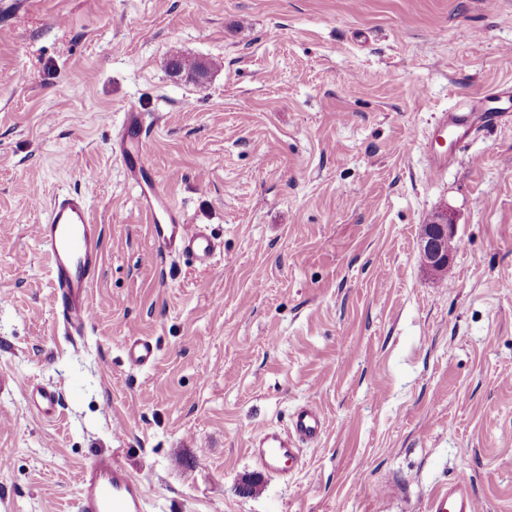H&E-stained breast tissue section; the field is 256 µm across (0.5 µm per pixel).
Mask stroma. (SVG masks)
<instances>
[{
    "label": "stroma",
    "instance_id": "obj_1",
    "mask_svg": "<svg viewBox=\"0 0 512 512\" xmlns=\"http://www.w3.org/2000/svg\"><path fill=\"white\" fill-rule=\"evenodd\" d=\"M500 84L512 0L0 8V512H75L80 470L113 451L152 512H426L461 473L482 512H512V122L428 165L436 116ZM132 107L172 200L222 241L209 265L148 258L112 150ZM73 191L103 228L80 338L35 232L38 201ZM440 212L443 281L418 253ZM144 336L157 361L130 368ZM32 381L60 391L56 420ZM305 404L323 440L293 476L260 470L252 441ZM26 398L36 412L46 418L53 417L60 406V394L47 386L40 384L26 387Z\"/></svg>",
    "mask_w": 512,
    "mask_h": 512
}]
</instances>
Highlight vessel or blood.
<instances>
[{"mask_svg": "<svg viewBox=\"0 0 512 512\" xmlns=\"http://www.w3.org/2000/svg\"><path fill=\"white\" fill-rule=\"evenodd\" d=\"M497 93L435 119L436 139L448 136L449 127L470 130L476 113L486 102L497 100ZM141 113L126 114L125 133L134 140L123 153L128 176L139 188V203L147 220L155 257L188 256L199 264H209L219 244L203 224L184 223L182 212L172 202L162 183L145 161ZM37 237L49 268L55 291L56 308L66 333L84 336L91 323L90 292L103 265L102 227L93 222L87 197L79 192L54 197L37 226ZM130 366H152L157 359L154 343L146 337L125 347ZM26 398L36 412L53 417L60 405V394L47 386L33 384L26 388ZM325 430L323 414L315 407L297 409L287 433L264 434L251 454L257 464L273 475L284 474L285 464L300 463L301 446L317 443ZM81 484L77 512H147L149 498L144 484L123 466L118 454L97 456L79 476ZM481 505L467 475L457 476L447 487L431 497L427 512H480Z\"/></svg>", "mask_w": 512, "mask_h": 512, "instance_id": "b4317fda", "label": "vessel or blood"}]
</instances>
